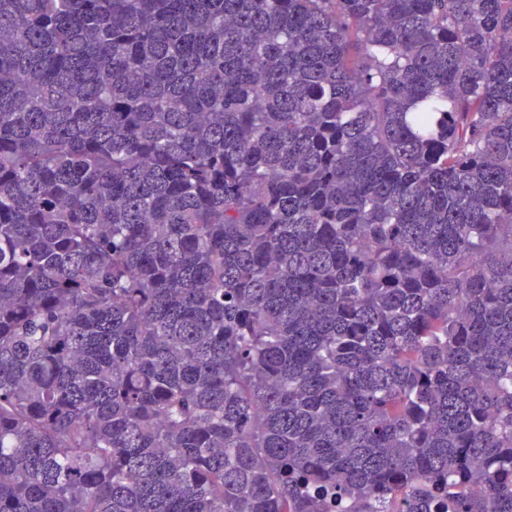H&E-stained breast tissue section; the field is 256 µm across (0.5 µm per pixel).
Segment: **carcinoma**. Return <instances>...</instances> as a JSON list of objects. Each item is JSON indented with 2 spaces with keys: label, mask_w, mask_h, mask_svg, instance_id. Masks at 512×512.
Listing matches in <instances>:
<instances>
[{
  "label": "carcinoma",
  "mask_w": 512,
  "mask_h": 512,
  "mask_svg": "<svg viewBox=\"0 0 512 512\" xmlns=\"http://www.w3.org/2000/svg\"><path fill=\"white\" fill-rule=\"evenodd\" d=\"M0 512H512V0H0Z\"/></svg>",
  "instance_id": "cac0c4a2"
}]
</instances>
